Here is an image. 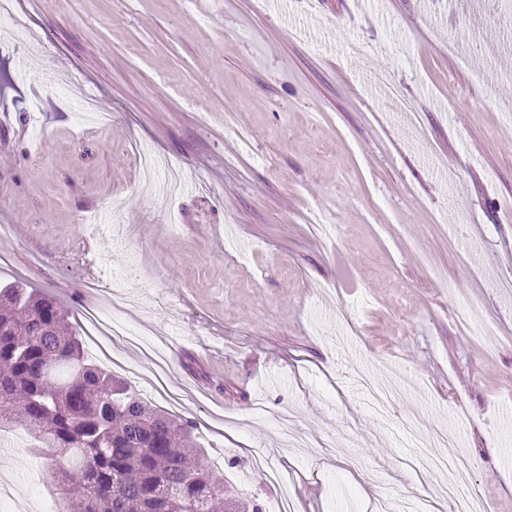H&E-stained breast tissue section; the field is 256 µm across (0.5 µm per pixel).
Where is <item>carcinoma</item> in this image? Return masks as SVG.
<instances>
[{
    "label": "carcinoma",
    "instance_id": "1",
    "mask_svg": "<svg viewBox=\"0 0 512 512\" xmlns=\"http://www.w3.org/2000/svg\"><path fill=\"white\" fill-rule=\"evenodd\" d=\"M47 455L58 512H260L224 496L195 425L87 364L69 314L24 288L0 290V429Z\"/></svg>",
    "mask_w": 512,
    "mask_h": 512
}]
</instances>
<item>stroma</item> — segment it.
I'll return each mask as SVG.
<instances>
[{"label":"stroma","mask_w":512,"mask_h":512,"mask_svg":"<svg viewBox=\"0 0 512 512\" xmlns=\"http://www.w3.org/2000/svg\"><path fill=\"white\" fill-rule=\"evenodd\" d=\"M17 8L42 44L0 47V287L73 314L88 358L195 422L226 490L261 507L286 490L296 512L414 497L450 512L410 465L431 425L470 461L485 512H512V0ZM63 66L67 89L43 86ZM88 97L108 126L77 119ZM138 147L182 167L176 197ZM116 270L164 344L165 393L130 376L139 348L90 333ZM285 405L311 447L273 421ZM257 449L286 484L240 487ZM45 468L22 445L0 454L24 512H42Z\"/></svg>","instance_id":"obj_1"}]
</instances>
